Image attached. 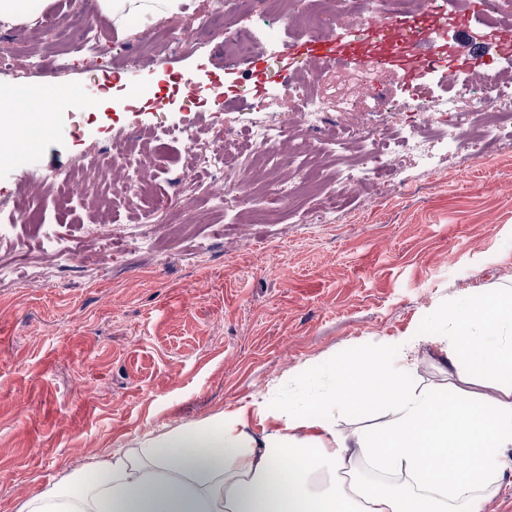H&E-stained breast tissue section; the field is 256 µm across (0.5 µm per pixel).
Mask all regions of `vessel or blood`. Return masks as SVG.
I'll list each match as a JSON object with an SVG mask.
<instances>
[{
    "mask_svg": "<svg viewBox=\"0 0 512 512\" xmlns=\"http://www.w3.org/2000/svg\"><path fill=\"white\" fill-rule=\"evenodd\" d=\"M487 9L488 0H470L467 14L455 17L431 6L415 16L372 14L359 27L341 26L327 38L315 35L288 43L276 58V70L285 82L313 62L367 64L384 74L399 69L407 76L409 92L415 94L422 89L421 74L429 69L453 78L462 68L461 52L448 47L449 23H456L469 40L492 41L497 55L512 56V37L498 36L496 27L486 23Z\"/></svg>",
    "mask_w": 512,
    "mask_h": 512,
    "instance_id": "obj_1",
    "label": "vessel or blood"
}]
</instances>
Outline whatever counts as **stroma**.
I'll return each instance as SVG.
<instances>
[{
	"instance_id": "obj_1",
	"label": "stroma",
	"mask_w": 512,
	"mask_h": 512,
	"mask_svg": "<svg viewBox=\"0 0 512 512\" xmlns=\"http://www.w3.org/2000/svg\"><path fill=\"white\" fill-rule=\"evenodd\" d=\"M309 5L251 0L233 20L272 61L269 27L286 42L309 37L282 22ZM83 8L98 26L97 49L72 56L50 80L34 55L65 53L77 29L39 37L26 24L0 28V51L15 55L0 70L1 98L50 81L116 101L99 112L62 107L49 148L22 147L23 163H0V512H19L143 436L287 387L290 370L430 332L436 306L480 297L512 275V143L494 134L477 161L440 146L423 164L388 154L392 187L381 194L338 182L335 156L305 132L297 141L318 153L309 194L290 193L284 169L251 191L246 206L222 214L212 197L223 178L204 179L186 196L153 167L139 177L143 195L110 194L125 176L98 166L111 143L129 138L145 149L148 134L166 127L208 139L258 116L272 120L286 105L275 95L277 79L265 78L254 97L240 71L225 68L221 0H188L183 15L169 18L188 38L181 53L154 38L156 19L135 15L120 28L101 16L97 0ZM143 55L163 63L143 69ZM181 72L203 94L224 91L230 106L211 112L191 103L171 83ZM492 72L512 80V63L479 51L458 80L478 89ZM132 85L142 89L137 109L124 104ZM361 93L391 96L395 126L414 123L401 73ZM54 172L67 183L49 181ZM156 196L165 207L144 212ZM32 198L43 207L38 223L16 207ZM327 201L337 214L316 223L315 208ZM107 238L120 259L103 247ZM415 357L411 384L449 392L436 348L418 347Z\"/></svg>"
}]
</instances>
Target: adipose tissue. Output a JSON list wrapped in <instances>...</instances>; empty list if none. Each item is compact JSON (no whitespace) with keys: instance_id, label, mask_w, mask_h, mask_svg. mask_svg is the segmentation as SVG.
I'll use <instances>...</instances> for the list:
<instances>
[{"instance_id":"ef3b65f1","label":"adipose tissue","mask_w":512,"mask_h":512,"mask_svg":"<svg viewBox=\"0 0 512 512\" xmlns=\"http://www.w3.org/2000/svg\"><path fill=\"white\" fill-rule=\"evenodd\" d=\"M184 0H98L115 25L131 15L168 18ZM78 89H17L0 100V160L51 131L59 104H84ZM438 334L330 361L323 373L298 371V389L265 397L261 415L279 423L270 436L248 429L244 413L184 424L112 452L26 501L20 512H483L512 470V289L438 307ZM439 348L458 385L453 394L408 380L413 353ZM493 384L491 395L479 386ZM376 407L374 433L339 429L340 410Z\"/></svg>"}]
</instances>
